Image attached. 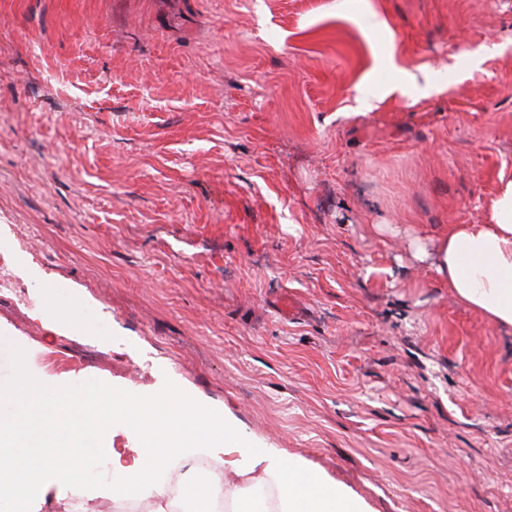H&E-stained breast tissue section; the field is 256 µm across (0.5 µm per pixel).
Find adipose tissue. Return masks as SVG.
I'll return each mask as SVG.
<instances>
[{
  "instance_id": "adipose-tissue-1",
  "label": "adipose tissue",
  "mask_w": 512,
  "mask_h": 512,
  "mask_svg": "<svg viewBox=\"0 0 512 512\" xmlns=\"http://www.w3.org/2000/svg\"><path fill=\"white\" fill-rule=\"evenodd\" d=\"M415 256L432 259L439 280L461 305L498 326L512 327V180L493 199L488 222L450 225L432 249L417 247ZM18 394L28 407L52 420L56 431L42 441L39 461L28 465L0 449V483L11 512H30L32 495L48 470L72 473L73 417L95 419L115 413L133 425L142 442L132 464L112 462L120 495L151 482L161 463L201 439L224 444L223 474L192 468L186 491L176 496L158 492L153 512H216L220 499L230 502L229 512H370L364 499L310 470L302 458L282 448L255 447L229 415H209L202 431L187 425L183 412L193 403L184 395L164 391L147 406L109 387L70 392L27 384Z\"/></svg>"
}]
</instances>
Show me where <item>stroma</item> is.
I'll return each mask as SVG.
<instances>
[{"label": "stroma", "mask_w": 512, "mask_h": 512, "mask_svg": "<svg viewBox=\"0 0 512 512\" xmlns=\"http://www.w3.org/2000/svg\"><path fill=\"white\" fill-rule=\"evenodd\" d=\"M506 177L512 0H0V388L171 389L371 512H512V330L413 256ZM81 443L33 512H121L139 437ZM14 274V252L0 243V293L10 292L16 288Z\"/></svg>", "instance_id": "stroma-1"}]
</instances>
